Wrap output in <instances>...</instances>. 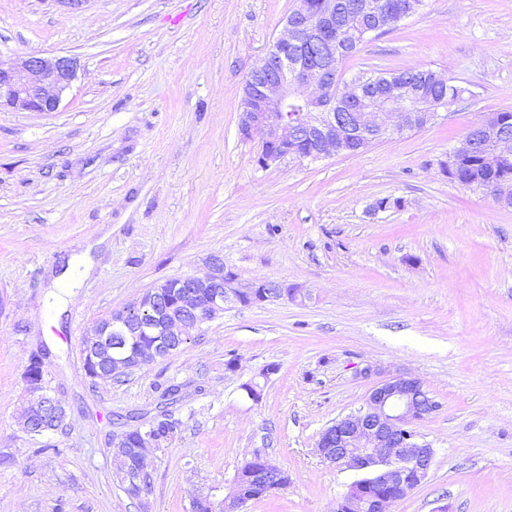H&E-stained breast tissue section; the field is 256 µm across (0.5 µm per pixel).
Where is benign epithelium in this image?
I'll use <instances>...</instances> for the list:
<instances>
[{
    "instance_id": "7a95c632",
    "label": "benign epithelium",
    "mask_w": 512,
    "mask_h": 512,
    "mask_svg": "<svg viewBox=\"0 0 512 512\" xmlns=\"http://www.w3.org/2000/svg\"><path fill=\"white\" fill-rule=\"evenodd\" d=\"M294 21L285 23L281 36L267 56L274 58L275 71L265 82L252 87L241 100L238 130L244 139L260 143L257 163L262 167L277 164L286 158L325 159L336 155V138L347 131L356 137L355 151L383 138L401 135L411 125L424 126L438 116L436 112H413L407 106L405 89L390 86L383 90L384 107L378 112H357L348 116L326 108L329 91L324 72L334 65L343 50L336 39V2L326 0L322 20H317L304 2L292 11ZM75 58L60 54L30 53L19 64H0V108L21 112L51 113L58 111L63 96L76 76ZM305 103L301 128L316 143L306 153L298 147L293 122L286 112L288 101ZM478 149L475 134H464L460 146L448 159L469 157ZM188 291L183 293L181 313L164 317V338L148 352V356H167L179 348L178 339L189 329L224 313L228 304H236V275L224 270V258L213 254L208 272L203 276L188 275L183 279ZM193 288H205L211 300L204 309L192 300ZM279 281L250 285L256 302H274L290 295ZM141 327L120 322L114 333L89 328L81 340V352L111 349L123 337L134 335ZM31 398L21 411L23 430L29 434L54 433L65 425L67 413L50 392L37 388L32 375L25 376ZM438 410L424 382L414 376L398 375L370 388L363 405L356 411L332 422L320 433L316 443L321 458L332 465L361 471L374 460L380 464L377 481L382 486L404 488L412 492L423 483L431 468L434 449L416 440L410 426ZM396 498L388 493L356 496L336 501L335 512H389Z\"/></svg>"
}]
</instances>
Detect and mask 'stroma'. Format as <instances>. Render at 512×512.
<instances>
[{
    "instance_id": "obj_1",
    "label": "stroma",
    "mask_w": 512,
    "mask_h": 512,
    "mask_svg": "<svg viewBox=\"0 0 512 512\" xmlns=\"http://www.w3.org/2000/svg\"><path fill=\"white\" fill-rule=\"evenodd\" d=\"M297 5L0 0V61L78 63L58 111L0 110V512H191L257 455L289 483L243 512H332L355 474L318 456L319 432L403 373L439 408L413 427L435 450L429 475L393 512H512V207L439 167L482 115L512 111V0H425L343 66L348 79L435 71L475 102L354 155L263 168L238 131L242 88ZM382 198L402 205L374 210ZM214 253L240 286L277 280L305 296L225 307L122 381L86 374L92 322L204 274ZM71 259L89 270L62 293L53 282ZM43 348L67 413L48 452L17 423ZM169 381L181 431L132 499L112 421L158 413Z\"/></svg>"
}]
</instances>
